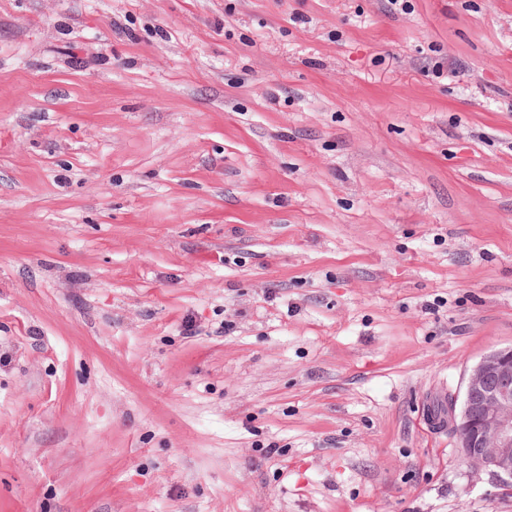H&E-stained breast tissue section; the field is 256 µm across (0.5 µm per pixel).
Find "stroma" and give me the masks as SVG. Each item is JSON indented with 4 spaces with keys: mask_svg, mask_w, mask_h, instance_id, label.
<instances>
[{
    "mask_svg": "<svg viewBox=\"0 0 512 512\" xmlns=\"http://www.w3.org/2000/svg\"><path fill=\"white\" fill-rule=\"evenodd\" d=\"M408 4L0 0V512H512V0ZM452 418L463 437V455L468 448L471 462L511 480L512 346L490 351L473 367ZM423 421L433 430L444 431L448 429V415L442 400H433L427 409L422 411Z\"/></svg>",
    "mask_w": 512,
    "mask_h": 512,
    "instance_id": "1",
    "label": "stroma"
}]
</instances>
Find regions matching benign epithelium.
I'll use <instances>...</instances> for the list:
<instances>
[{
	"label": "benign epithelium",
	"mask_w": 512,
	"mask_h": 512,
	"mask_svg": "<svg viewBox=\"0 0 512 512\" xmlns=\"http://www.w3.org/2000/svg\"><path fill=\"white\" fill-rule=\"evenodd\" d=\"M452 418L470 461L512 479V346L487 353L471 370Z\"/></svg>",
	"instance_id": "1"
}]
</instances>
